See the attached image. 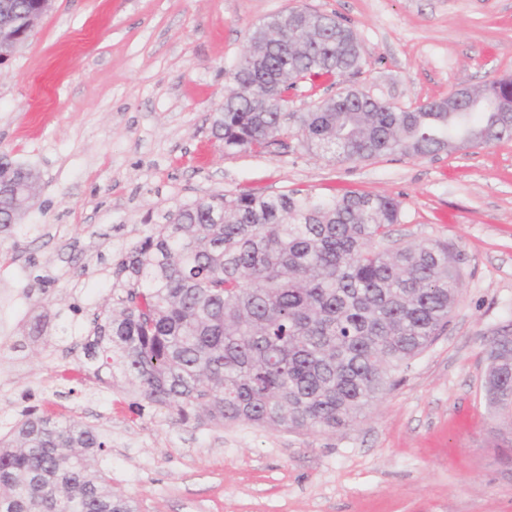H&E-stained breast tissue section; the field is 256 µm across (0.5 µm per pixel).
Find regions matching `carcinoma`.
I'll return each mask as SVG.
<instances>
[{"label": "carcinoma", "mask_w": 512, "mask_h": 512, "mask_svg": "<svg viewBox=\"0 0 512 512\" xmlns=\"http://www.w3.org/2000/svg\"><path fill=\"white\" fill-rule=\"evenodd\" d=\"M35 0H0V29L20 25ZM256 54L228 73L214 121L224 150L264 149L297 136L339 161L436 155L457 141L458 114L440 101L404 110L355 91L288 111L299 82L359 72L353 27L292 9L252 34ZM466 140L486 145L512 80L473 91ZM295 130H290L288 121ZM34 173L0 154V225L35 204ZM398 204L370 193L316 199L298 191L202 196L117 263L112 309L85 346L93 375L120 373L150 404L184 419L334 432L354 424L442 333L462 295L454 249L441 241L393 246ZM48 314L27 324L21 347L46 335ZM493 416L512 421V337L490 341L483 382ZM0 439V512H135L95 462L106 448L81 420L34 407Z\"/></svg>", "instance_id": "obj_1"}]
</instances>
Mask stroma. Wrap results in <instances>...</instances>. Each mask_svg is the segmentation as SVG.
Segmentation results:
<instances>
[{
	"label": "stroma",
	"mask_w": 512,
	"mask_h": 512,
	"mask_svg": "<svg viewBox=\"0 0 512 512\" xmlns=\"http://www.w3.org/2000/svg\"><path fill=\"white\" fill-rule=\"evenodd\" d=\"M292 8L349 21L354 86L402 109L512 76V0H52L0 66V152L32 169L37 203L0 232V436L31 405L93 425L112 488L137 512H512V427L483 397L489 342L512 331V139L338 163L291 137L228 154L212 133L256 26ZM251 190L393 198L397 245L459 258L448 328L364 417L334 432L182 421L122 380H64L112 305L118 259L196 198ZM47 342L11 344L35 300Z\"/></svg>",
	"instance_id": "stroma-1"
}]
</instances>
